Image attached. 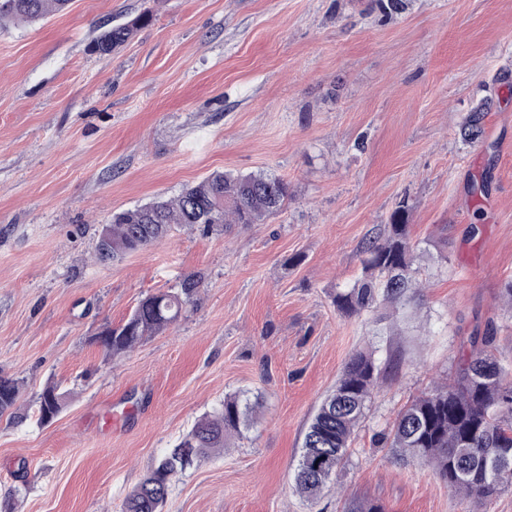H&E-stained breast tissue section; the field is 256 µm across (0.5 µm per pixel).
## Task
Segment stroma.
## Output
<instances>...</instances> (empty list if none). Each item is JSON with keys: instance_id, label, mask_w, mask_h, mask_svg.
I'll use <instances>...</instances> for the list:
<instances>
[{"instance_id": "1", "label": "stroma", "mask_w": 512, "mask_h": 512, "mask_svg": "<svg viewBox=\"0 0 512 512\" xmlns=\"http://www.w3.org/2000/svg\"><path fill=\"white\" fill-rule=\"evenodd\" d=\"M144 18L109 57L114 22ZM512 0H70L0 22V372L28 413L0 417V502L15 512H122L127 493L225 396L252 427L172 484L164 512H471L432 468L376 443L410 400L447 382L473 331L512 370ZM499 101L471 145L475 103ZM215 171L287 181L260 224L175 229L101 263L114 213ZM488 176L486 194L473 185ZM415 298L340 315L361 244L400 200ZM478 234H471L472 224ZM448 239V262L428 254ZM202 286L180 320L119 357L93 338L147 295ZM383 367L348 460L316 504L291 487L308 422L356 352ZM70 398L47 425V383ZM111 415L104 425L103 415ZM492 99L483 98L474 106L460 125L459 134L465 144L475 143L482 133V123L491 109Z\"/></svg>"}]
</instances>
